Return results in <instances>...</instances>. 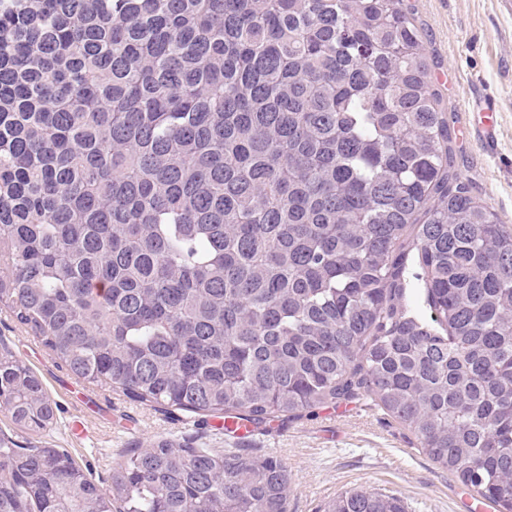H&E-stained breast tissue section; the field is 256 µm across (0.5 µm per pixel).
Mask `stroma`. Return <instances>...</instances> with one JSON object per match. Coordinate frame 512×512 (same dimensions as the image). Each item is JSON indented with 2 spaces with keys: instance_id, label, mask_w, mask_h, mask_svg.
Instances as JSON below:
<instances>
[{
  "instance_id": "35a3bbf8",
  "label": "stroma",
  "mask_w": 512,
  "mask_h": 512,
  "mask_svg": "<svg viewBox=\"0 0 512 512\" xmlns=\"http://www.w3.org/2000/svg\"><path fill=\"white\" fill-rule=\"evenodd\" d=\"M502 0H403L421 33L432 89L457 134V161L474 195L512 225V9ZM500 108L493 148L471 130L476 99ZM0 348L22 360L57 405V423L36 435L17 430L0 410V431L19 446L58 448L97 484L117 464L168 439L186 448L241 453L280 462L288 472V512H323L353 490L400 497L407 512H462L473 494L434 463L417 438L365 397L274 419L254 435H225L222 419L139 402L62 367L8 311L0 310Z\"/></svg>"
}]
</instances>
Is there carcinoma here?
Returning <instances> with one entry per match:
<instances>
[{
  "label": "carcinoma",
  "mask_w": 512,
  "mask_h": 512,
  "mask_svg": "<svg viewBox=\"0 0 512 512\" xmlns=\"http://www.w3.org/2000/svg\"><path fill=\"white\" fill-rule=\"evenodd\" d=\"M453 133L400 0H0V309L76 377L178 411L259 426L370 395L512 512V225ZM1 403L56 422L8 350ZM114 501L288 512V473L161 440L105 492L0 437V512Z\"/></svg>",
  "instance_id": "cac0c4a2"
}]
</instances>
